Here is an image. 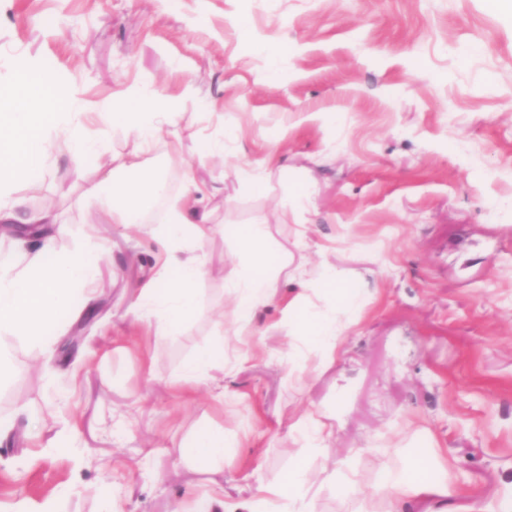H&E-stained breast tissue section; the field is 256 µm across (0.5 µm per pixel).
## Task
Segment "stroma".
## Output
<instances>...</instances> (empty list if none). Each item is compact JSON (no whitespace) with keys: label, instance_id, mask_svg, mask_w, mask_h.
Returning <instances> with one entry per match:
<instances>
[{"label":"stroma","instance_id":"1","mask_svg":"<svg viewBox=\"0 0 512 512\" xmlns=\"http://www.w3.org/2000/svg\"><path fill=\"white\" fill-rule=\"evenodd\" d=\"M248 30H241L240 20ZM282 45L277 59L264 44ZM86 108L131 87L181 99L179 123L141 156L170 194L224 132V189L210 196L209 273L173 336L136 317L155 274L141 229L101 223L79 201L65 131L26 208L108 251L81 308L48 345L6 336L0 384V512H248L259 483L303 462L316 512H507L512 506V11L495 0H0V80L26 61ZM192 94H185V87ZM328 113L327 121L312 113ZM264 175L250 189L246 174ZM306 186L298 223L278 207ZM264 224L288 255L276 296L241 322L225 289L243 249L224 227ZM356 292L336 315V361L296 356L284 306L327 268ZM215 349L223 373L186 382ZM293 373H285L287 362ZM325 425L305 451L299 424ZM229 446L214 465L181 449L204 429ZM435 463L402 504L372 496L384 466ZM218 362L217 354L212 350H203L196 354L185 366L184 373L191 382L199 383L211 378Z\"/></svg>","mask_w":512,"mask_h":512}]
</instances>
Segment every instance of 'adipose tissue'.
Returning <instances> with one entry per match:
<instances>
[{
	"mask_svg": "<svg viewBox=\"0 0 512 512\" xmlns=\"http://www.w3.org/2000/svg\"><path fill=\"white\" fill-rule=\"evenodd\" d=\"M74 104L72 90L38 66L22 68L13 83L0 84V224H13L22 218L37 225L42 234L39 249L25 264H18L12 252L0 250V335L45 341L46 328L69 309L72 286L87 284L100 271L102 248L98 243L87 239L72 249L58 248L48 232L58 223L57 215L37 210L22 217L16 210V183L24 180L38 187L52 148L48 132L63 118L69 121V138L78 161L106 158L111 162L110 168L101 169L98 178L86 183L83 190L85 198L101 207L106 223H135L152 213L157 203H164V221L151 233L166 249V263L159 272L166 287L160 292L145 288L139 306L148 318L158 321L165 335H173L196 312L198 284L208 273L204 257L187 247L191 241H206L212 233L208 194L190 168L184 173V193L167 195L162 173L142 172L133 158L111 154L100 141L87 138ZM97 117L134 135L136 148L141 151L153 144L163 127L176 125V103L133 87L122 99L103 103ZM224 233L237 239L244 250L242 268L228 282L227 291L246 319L273 298L288 257L269 245L266 225H236L225 228ZM319 291L326 299L322 308L300 312L306 300L305 293L300 292L284 308L283 318L293 335L318 351L320 364L325 367L335 360L336 342L342 332L336 310L350 306L354 295L344 288L342 276L333 271ZM433 468L429 459L405 468L386 467L380 487L392 500H405L426 490V476ZM258 505L257 512H311L302 466H295L279 483L261 486Z\"/></svg>",
	"mask_w": 512,
	"mask_h": 512,
	"instance_id": "ef3b65f1",
	"label": "adipose tissue"
}]
</instances>
